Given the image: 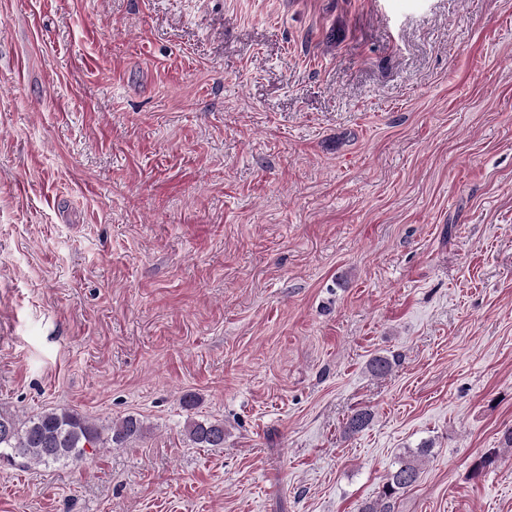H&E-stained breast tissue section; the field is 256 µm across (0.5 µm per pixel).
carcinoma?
<instances>
[{
  "label": "carcinoma",
  "mask_w": 512,
  "mask_h": 512,
  "mask_svg": "<svg viewBox=\"0 0 512 512\" xmlns=\"http://www.w3.org/2000/svg\"><path fill=\"white\" fill-rule=\"evenodd\" d=\"M395 359L376 356L369 363L375 376L388 374ZM373 415L368 409L355 411L345 422L344 431L356 434L367 428ZM144 433V425L135 417H125L106 425H97L77 413L49 409L30 417L0 410V459L10 461L20 458L33 464L60 463L80 460L87 456V449L101 448L106 442L124 445ZM188 439L202 448L224 447V423L196 420L186 424ZM431 453V445L421 444L397 457L386 475L379 499L364 503L360 512H394L395 500L401 492L418 481L420 464Z\"/></svg>",
  "instance_id": "1"
}]
</instances>
